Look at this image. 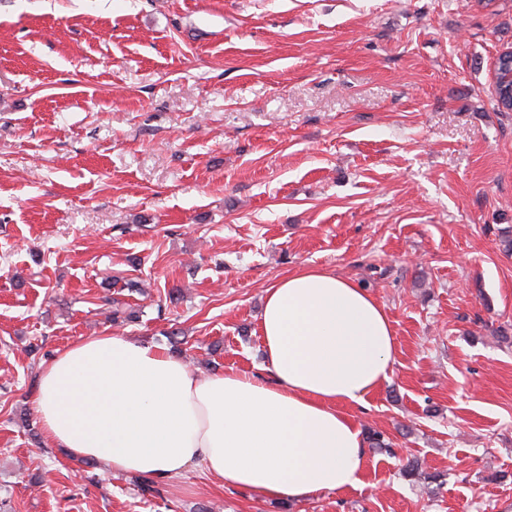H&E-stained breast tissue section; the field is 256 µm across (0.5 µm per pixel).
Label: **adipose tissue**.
Here are the masks:
<instances>
[{"label":"adipose tissue","instance_id":"adipose-tissue-1","mask_svg":"<svg viewBox=\"0 0 512 512\" xmlns=\"http://www.w3.org/2000/svg\"><path fill=\"white\" fill-rule=\"evenodd\" d=\"M262 373L202 376L177 354L115 332L69 346L41 370L33 409L49 441L116 473L308 500L362 483L366 443L350 414L388 380L384 306L321 269L268 286Z\"/></svg>","mask_w":512,"mask_h":512}]
</instances>
